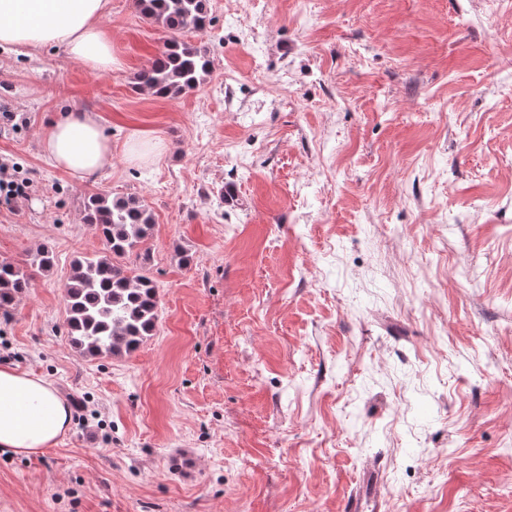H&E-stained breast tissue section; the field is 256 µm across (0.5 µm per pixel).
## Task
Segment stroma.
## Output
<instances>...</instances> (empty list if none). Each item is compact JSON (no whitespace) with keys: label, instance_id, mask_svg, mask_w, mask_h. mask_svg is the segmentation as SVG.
Returning a JSON list of instances; mask_svg holds the SVG:
<instances>
[{"label":"stroma","instance_id":"1","mask_svg":"<svg viewBox=\"0 0 512 512\" xmlns=\"http://www.w3.org/2000/svg\"><path fill=\"white\" fill-rule=\"evenodd\" d=\"M214 71L138 87L162 29L103 28L122 66L0 50V261L47 247L0 309V366L49 381L72 427L0 453V512H342L373 458L387 512H512V0H210ZM97 114L112 161L44 152ZM12 112L7 121L3 112ZM155 217L127 261L158 288L136 350L67 337L94 192ZM42 146L58 167L80 179L99 174L112 157V141L98 117L79 110L65 112L52 121Z\"/></svg>","mask_w":512,"mask_h":512}]
</instances>
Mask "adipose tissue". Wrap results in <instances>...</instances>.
<instances>
[{
  "mask_svg": "<svg viewBox=\"0 0 512 512\" xmlns=\"http://www.w3.org/2000/svg\"><path fill=\"white\" fill-rule=\"evenodd\" d=\"M107 0H0V47L24 52L60 47L94 72L118 65L102 27ZM56 165L85 179L112 156V142L97 116L61 114L43 138ZM71 411L45 379L0 367V451L29 456L53 447L71 428Z\"/></svg>",
  "mask_w": 512,
  "mask_h": 512,
  "instance_id": "obj_1",
  "label": "adipose tissue"
}]
</instances>
